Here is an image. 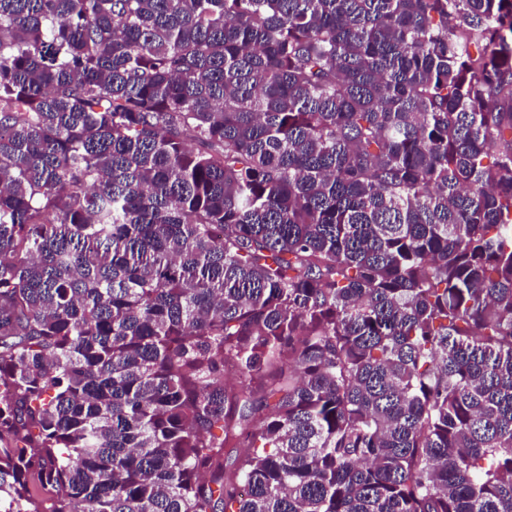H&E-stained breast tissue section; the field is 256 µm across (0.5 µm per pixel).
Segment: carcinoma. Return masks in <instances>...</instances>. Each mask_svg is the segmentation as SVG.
<instances>
[{
    "instance_id": "1",
    "label": "carcinoma",
    "mask_w": 512,
    "mask_h": 512,
    "mask_svg": "<svg viewBox=\"0 0 512 512\" xmlns=\"http://www.w3.org/2000/svg\"><path fill=\"white\" fill-rule=\"evenodd\" d=\"M0 512H512V0H0Z\"/></svg>"
}]
</instances>
